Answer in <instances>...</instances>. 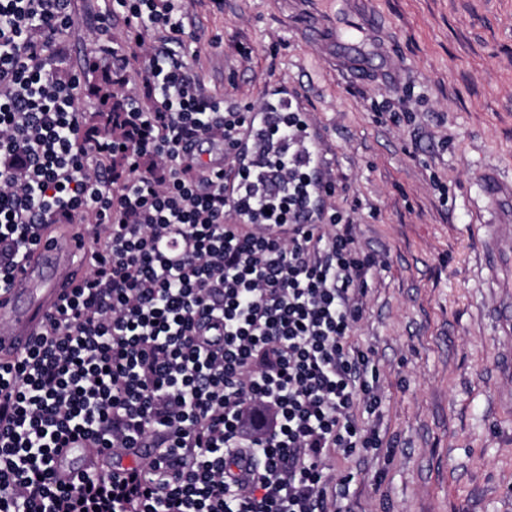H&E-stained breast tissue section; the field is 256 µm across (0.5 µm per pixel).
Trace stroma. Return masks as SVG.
Listing matches in <instances>:
<instances>
[{
    "label": "stroma",
    "mask_w": 512,
    "mask_h": 512,
    "mask_svg": "<svg viewBox=\"0 0 512 512\" xmlns=\"http://www.w3.org/2000/svg\"><path fill=\"white\" fill-rule=\"evenodd\" d=\"M63 68L142 53L102 0ZM184 54L204 92L254 112L305 100L333 179L328 206L383 265L353 331L372 349L393 453L350 462L351 512H512V0H364L377 39L358 67L326 49L346 7L186 0Z\"/></svg>",
    "instance_id": "1"
}]
</instances>
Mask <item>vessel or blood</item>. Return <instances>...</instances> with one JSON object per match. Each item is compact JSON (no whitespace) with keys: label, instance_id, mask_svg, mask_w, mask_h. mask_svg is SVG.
Segmentation results:
<instances>
[{"label":"vessel or blood","instance_id":"obj_1","mask_svg":"<svg viewBox=\"0 0 512 512\" xmlns=\"http://www.w3.org/2000/svg\"><path fill=\"white\" fill-rule=\"evenodd\" d=\"M276 113L264 109L252 113L249 135L241 146L245 167L256 169L264 152L266 133L278 127ZM91 241L83 228L59 231L47 225L41 244L32 252L8 288L0 290V361H12L28 352L42 336L46 319L80 277L73 259L89 252ZM84 448H67L56 460L58 468L74 475L85 471Z\"/></svg>","mask_w":512,"mask_h":512}]
</instances>
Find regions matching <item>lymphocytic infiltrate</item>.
Masks as SVG:
<instances>
[{
    "instance_id": "f902f5d3",
    "label": "lymphocytic infiltrate",
    "mask_w": 512,
    "mask_h": 512,
    "mask_svg": "<svg viewBox=\"0 0 512 512\" xmlns=\"http://www.w3.org/2000/svg\"><path fill=\"white\" fill-rule=\"evenodd\" d=\"M74 0H0V288L44 225H92L91 268L33 348L0 361V512H347L379 448V372L352 341L377 257L326 221L329 176L279 148L234 169L242 112L204 95L175 53L184 0H107L148 66L104 142H87L79 74H62ZM211 149L202 160L199 146ZM119 169L101 165L106 154ZM237 174L259 219L224 197ZM123 475L63 478L70 443Z\"/></svg>"
}]
</instances>
